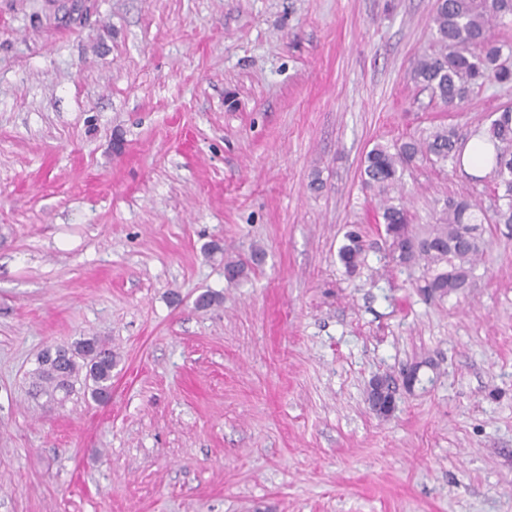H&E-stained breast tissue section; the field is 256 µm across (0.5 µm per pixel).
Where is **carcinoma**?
I'll return each mask as SVG.
<instances>
[{
	"label": "carcinoma",
	"instance_id": "cac0c4a2",
	"mask_svg": "<svg viewBox=\"0 0 512 512\" xmlns=\"http://www.w3.org/2000/svg\"><path fill=\"white\" fill-rule=\"evenodd\" d=\"M507 17H512V0H443L431 17L441 51L421 56L414 70L416 82L451 107L464 102L472 86L511 84L512 69L501 57L505 50L512 52V45L492 35V28ZM486 134L494 146V210L499 222L512 224V109H503ZM462 150L455 130L440 126L423 139L377 144L365 160L364 185L381 201L385 254L397 265L422 269L421 291L431 297H446L471 277L485 247L484 210L463 198L446 199L437 222L419 235L403 198L391 192L401 183L404 166L417 159L460 166ZM338 260L349 274L364 263L365 241L359 230L345 233ZM115 366L112 348L94 337L83 338L69 348L45 350L33 386L50 399L59 391L67 395L83 371L84 391L102 401L112 390Z\"/></svg>",
	"mask_w": 512,
	"mask_h": 512
}]
</instances>
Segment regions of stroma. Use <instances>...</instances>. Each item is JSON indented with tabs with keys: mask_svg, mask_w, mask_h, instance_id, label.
<instances>
[{
	"mask_svg": "<svg viewBox=\"0 0 512 512\" xmlns=\"http://www.w3.org/2000/svg\"><path fill=\"white\" fill-rule=\"evenodd\" d=\"M436 4L0 0V512H512L495 179L404 172L416 230L448 197L489 213L441 299L385 258L361 181L375 144L512 107V85L455 110L416 84ZM92 336L110 399L35 396L40 353ZM424 356L373 414L369 381ZM365 241L357 229L344 235V242L338 250V260L349 274L355 273L365 260Z\"/></svg>",
	"mask_w": 512,
	"mask_h": 512,
	"instance_id": "35a3bbf8",
	"label": "stroma"
}]
</instances>
